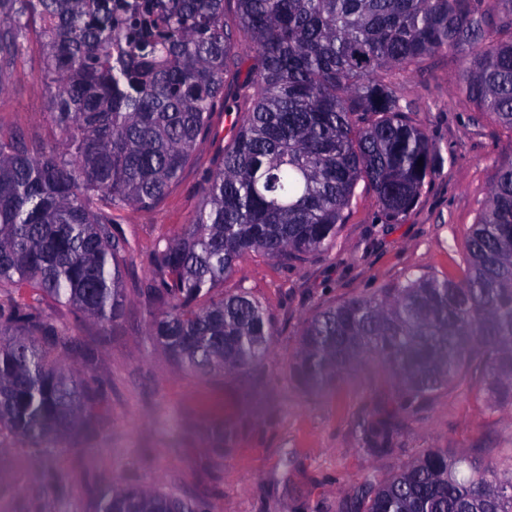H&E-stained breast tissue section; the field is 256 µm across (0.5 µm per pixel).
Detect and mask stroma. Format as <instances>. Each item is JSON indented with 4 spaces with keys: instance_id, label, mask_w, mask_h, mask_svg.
<instances>
[{
    "instance_id": "stroma-1",
    "label": "stroma",
    "mask_w": 512,
    "mask_h": 512,
    "mask_svg": "<svg viewBox=\"0 0 512 512\" xmlns=\"http://www.w3.org/2000/svg\"><path fill=\"white\" fill-rule=\"evenodd\" d=\"M23 42L24 57L0 84V131L32 147L60 133L48 115L37 27ZM453 71L452 58L440 54L426 70L398 79L439 155L413 208L390 223L361 183L330 249L288 262L243 256L224 290H246L262 303L274 323L270 349L247 370L201 375L177 368L150 336L144 291L152 249L189 224L233 134L235 113L216 109L211 135L166 197L117 217L134 248L123 317L104 327L52 299L41 302L43 316L67 332L60 359L75 367L92 361L107 389L105 408L95 432L73 441L35 446L0 433V512H88L101 489L126 483L204 502L211 512H346L364 482L388 478L430 448L511 459L512 406H490L476 391L441 390L403 420L395 452L377 455L366 450L359 427L391 402L393 381L382 368L363 364L340 384L313 390L293 372L304 323L319 308L413 274L461 277L470 228L500 165L512 159V133L458 94ZM218 424L233 433L221 453L210 439ZM49 475L58 480L51 494L43 491Z\"/></svg>"
}]
</instances>
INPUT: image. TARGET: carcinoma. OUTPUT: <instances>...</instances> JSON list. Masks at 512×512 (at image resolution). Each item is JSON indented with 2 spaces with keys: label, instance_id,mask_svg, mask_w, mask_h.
I'll return each instance as SVG.
<instances>
[{
  "label": "carcinoma",
  "instance_id": "1",
  "mask_svg": "<svg viewBox=\"0 0 512 512\" xmlns=\"http://www.w3.org/2000/svg\"><path fill=\"white\" fill-rule=\"evenodd\" d=\"M0 0V78L42 29L59 141L28 148L0 131V288L30 289L109 326L125 304L129 240L113 227L151 209L209 136L225 85L248 64L235 133L183 233L154 248L149 335L200 374L253 366L272 322L247 291L217 292L239 259L292 260L336 243L358 182L397 223L437 155L408 115L397 75L458 56V93L512 133V0ZM38 306L0 304V431L34 444L91 428L101 387L61 364L64 339ZM364 360L396 383L395 408L364 422L394 450L400 415L465 386L512 405V162L470 230L460 280L424 273L320 308L295 375L337 381ZM91 512H209L121 485ZM349 512H512V462L431 448L366 481Z\"/></svg>",
  "mask_w": 512,
  "mask_h": 512
}]
</instances>
